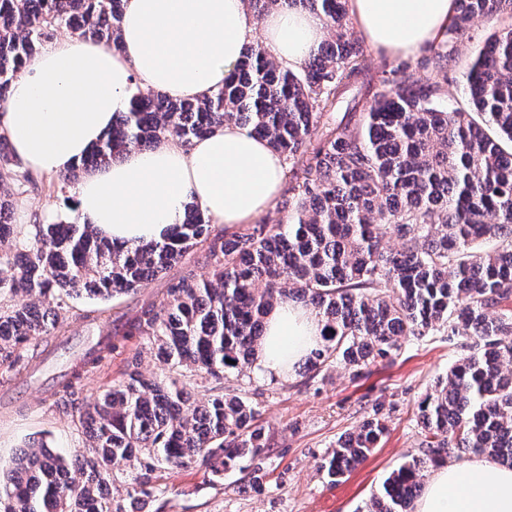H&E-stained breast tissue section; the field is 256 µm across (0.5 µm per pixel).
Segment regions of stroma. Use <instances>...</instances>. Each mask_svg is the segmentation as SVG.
<instances>
[{
    "label": "stroma",
    "mask_w": 512,
    "mask_h": 512,
    "mask_svg": "<svg viewBox=\"0 0 512 512\" xmlns=\"http://www.w3.org/2000/svg\"><path fill=\"white\" fill-rule=\"evenodd\" d=\"M499 26L494 18L477 20L456 43L444 76H437L421 54L409 58L412 72L422 81L438 82L444 102L465 103L466 71ZM4 189L13 195L14 221L23 227L76 218L66 206L75 196L74 186H60L54 177L35 173L29 183H8ZM209 273L206 250L199 246L168 274L136 292L107 301L70 298L61 312V332L48 339L46 362L34 373L0 383V471L8 470L19 448L33 441L46 442L65 456L84 448L86 436L76 411L55 407L48 399L60 376L94 337L118 330L144 305H161L169 279ZM460 353L457 342L434 332L407 338L393 361L368 365L356 376L340 366L314 378L297 374L281 379L255 369L229 376L225 392L257 404L259 421L270 437L265 476L255 483L249 472L235 471L217 484L197 469L164 471L162 512H366L372 495L391 472L420 455L417 404ZM133 359L144 374L158 377L165 372L147 342L134 337L121 342L109 364L87 375L83 399L93 401L105 386L121 378ZM375 413L387 426L379 446L358 468L330 481L318 468L321 458L339 437Z\"/></svg>",
    "instance_id": "1"
}]
</instances>
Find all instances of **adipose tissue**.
I'll list each match as a JSON object with an SVG mask.
<instances>
[{
  "instance_id": "obj_1",
  "label": "adipose tissue",
  "mask_w": 512,
  "mask_h": 512,
  "mask_svg": "<svg viewBox=\"0 0 512 512\" xmlns=\"http://www.w3.org/2000/svg\"><path fill=\"white\" fill-rule=\"evenodd\" d=\"M455 7V0H348L363 40L401 57L446 41ZM325 37L322 20L290 0L259 25L247 0H125L120 49L74 36L48 42L13 81L0 132L24 168L59 174L111 130L137 89L201 100L223 86L254 39L296 68ZM284 179V160L267 141L227 124L191 147L170 141L91 170L76 189V212L110 241L138 245L163 240L190 204L214 224L253 223ZM321 335L315 311L278 304L265 320L257 365L290 378ZM412 512H512V467L482 456L440 464Z\"/></svg>"
}]
</instances>
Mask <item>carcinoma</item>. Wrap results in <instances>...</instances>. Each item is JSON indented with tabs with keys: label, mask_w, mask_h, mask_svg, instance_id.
<instances>
[{
	"label": "carcinoma",
	"mask_w": 512,
	"mask_h": 512,
	"mask_svg": "<svg viewBox=\"0 0 512 512\" xmlns=\"http://www.w3.org/2000/svg\"><path fill=\"white\" fill-rule=\"evenodd\" d=\"M315 13L330 39L301 66L277 63L260 45L246 49L232 76L201 101L139 90L129 109L87 156L56 176L67 183L110 164L132 145L164 141L188 148L234 123L266 139L288 166V196L274 211L230 235H211L199 207L185 209L166 242L115 245L88 224L10 222L14 203L0 192V379L41 357L29 342L61 327L73 295L109 299L137 291L194 246H206L211 276L168 284L159 309L148 305L115 334L91 345L53 392L78 408L88 444L67 459L48 445L22 450L0 473V512H147L163 494L164 469L202 466L211 480L248 469L263 476L267 439L258 410L218 391L198 404L178 379L127 377L79 405L80 383L118 343L138 336L169 369L219 383L254 366L265 317L299 301L324 322L307 370L333 364L354 372L390 361L408 336L444 331L463 338L448 374L417 404L422 455L400 465L368 512H412L423 472L449 451L512 466V23L494 34L466 73L467 103L439 100L438 85L397 67L365 73L347 0H292ZM124 0H0V113L12 82L58 30L120 47ZM477 16L512 20V0H456L448 40L430 48L435 68ZM346 104L342 117L320 122ZM0 133V184L18 178ZM386 233L401 240L387 251ZM495 240L490 250L474 247ZM386 432L367 417L339 438L321 468L332 479L362 463ZM126 493L112 495L115 473Z\"/></svg>",
	"instance_id": "carcinoma-1"
}]
</instances>
